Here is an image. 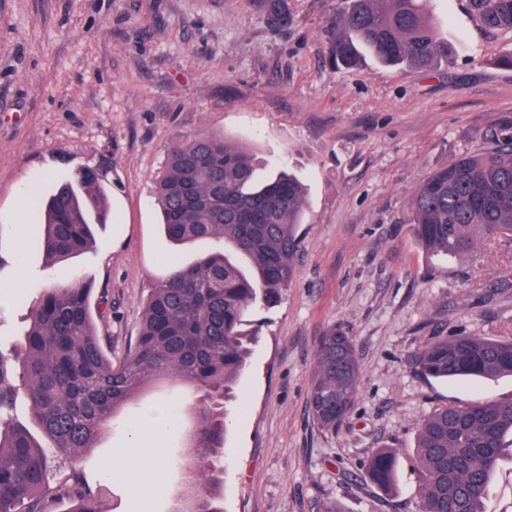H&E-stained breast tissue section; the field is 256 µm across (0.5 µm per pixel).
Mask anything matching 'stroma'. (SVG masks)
Listing matches in <instances>:
<instances>
[{
	"label": "stroma",
	"instance_id": "stroma-1",
	"mask_svg": "<svg viewBox=\"0 0 512 512\" xmlns=\"http://www.w3.org/2000/svg\"><path fill=\"white\" fill-rule=\"evenodd\" d=\"M271 26L264 0H0V336H21L42 286L92 278L102 335L120 358L168 262L195 246L160 228L154 179L169 146L201 131L244 143L267 167L295 170L307 191L296 275L280 303L247 320L259 336L227 404L224 512H415L417 428L452 404L512 397V377L438 381L410 363L431 337L512 340V242L467 259L426 254L405 219L418 181L512 130V37L486 32L468 0H432L453 45L429 71L335 70L327 31L336 0H285ZM99 173L110 222L94 246L44 266L28 248L27 194L77 171ZM21 287H11L16 271ZM352 337L359 397L336 429L309 409L315 348L330 325ZM197 399L163 378L143 391L150 426L107 427L80 460L103 512H174ZM167 483H137L113 460L141 434ZM391 449L397 489L362 480Z\"/></svg>",
	"mask_w": 512,
	"mask_h": 512
}]
</instances>
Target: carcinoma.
Wrapping results in <instances>:
<instances>
[{"mask_svg":"<svg viewBox=\"0 0 512 512\" xmlns=\"http://www.w3.org/2000/svg\"><path fill=\"white\" fill-rule=\"evenodd\" d=\"M429 0H339L329 23L328 56L336 69L371 60L405 70L448 60L424 4ZM486 31L512 35V0H469ZM271 25L288 24L285 0H265ZM250 148L198 133L172 144L155 194L163 230L177 245L213 250L176 265L143 309L135 341L114 362L94 323L91 284L72 278L42 288L21 340L0 344V512H101L77 458L148 380L161 375L203 392L183 460L176 512H223L224 401L250 352L248 310L272 305L295 274L306 191L285 171L265 180ZM31 246L49 260L68 258L92 242L91 219L108 221V199L96 175L48 198L31 197ZM430 255L472 257L481 246L512 238V131L460 154L414 189L406 218ZM423 375L440 380L512 376V341L435 336L412 357ZM361 364L352 339L333 325L315 353L309 404L323 429L353 410ZM512 398L448 405L428 415L417 433L421 482L418 512H486L485 495L504 450L512 447ZM71 462L54 474L51 459ZM365 480L390 492L396 457L378 449Z\"/></svg>","mask_w":512,"mask_h":512,"instance_id":"obj_1","label":"carcinoma"}]
</instances>
